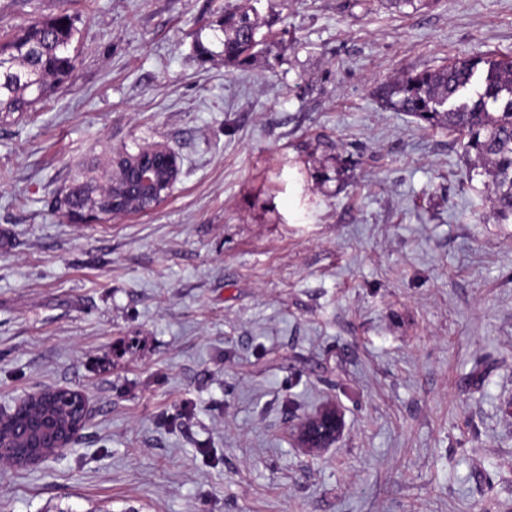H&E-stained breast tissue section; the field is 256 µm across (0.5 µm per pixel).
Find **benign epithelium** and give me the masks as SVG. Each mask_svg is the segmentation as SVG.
<instances>
[{"label":"benign epithelium","instance_id":"obj_1","mask_svg":"<svg viewBox=\"0 0 512 512\" xmlns=\"http://www.w3.org/2000/svg\"><path fill=\"white\" fill-rule=\"evenodd\" d=\"M180 157L164 144H154L135 154L124 150L112 158V210L87 212L75 223L100 221L109 216L145 213L158 208L168 197L180 174ZM64 392L46 387L19 399L15 409H0V458L20 465L43 462L50 449L71 447L87 425L91 410L86 397L78 395L73 422L65 425L47 413L43 402ZM343 417L334 403L302 417L292 430L297 447L318 456L333 447L343 434Z\"/></svg>","mask_w":512,"mask_h":512}]
</instances>
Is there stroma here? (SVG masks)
I'll return each mask as SVG.
<instances>
[{"instance_id":"obj_1","label":"stroma","mask_w":512,"mask_h":512,"mask_svg":"<svg viewBox=\"0 0 512 512\" xmlns=\"http://www.w3.org/2000/svg\"><path fill=\"white\" fill-rule=\"evenodd\" d=\"M252 6L267 52L227 64ZM62 13L72 78L0 117V407L65 388L92 417L0 462V512H512V220L462 136L374 95L512 60V0H0V34ZM155 143L161 206L62 215L83 164ZM328 401L311 457L289 430ZM343 417L334 403H327L314 413L302 417L292 430L298 448L319 456L339 441L343 434Z\"/></svg>"}]
</instances>
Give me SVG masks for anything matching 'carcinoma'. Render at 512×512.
Returning <instances> with one entry per match:
<instances>
[{"label": "carcinoma", "mask_w": 512, "mask_h": 512, "mask_svg": "<svg viewBox=\"0 0 512 512\" xmlns=\"http://www.w3.org/2000/svg\"><path fill=\"white\" fill-rule=\"evenodd\" d=\"M257 9L224 13V60L250 65L264 53L266 35ZM77 28L67 14L31 18L0 41V114L23 112L72 76ZM381 105L406 112L430 127L443 125L467 137L466 154L492 186L490 208L501 222L512 218V61L490 54L456 58L447 66L407 71L379 84ZM105 186L84 166L63 190L71 211H93Z\"/></svg>", "instance_id": "obj_1"}]
</instances>
